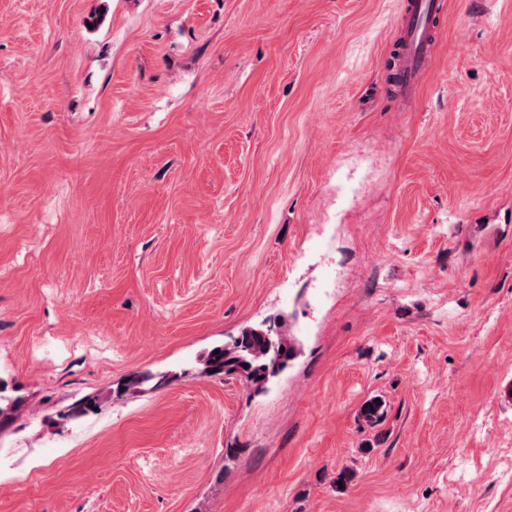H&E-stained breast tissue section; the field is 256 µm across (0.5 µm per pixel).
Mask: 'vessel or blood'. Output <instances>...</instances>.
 <instances>
[{
    "label": "vessel or blood",
    "mask_w": 512,
    "mask_h": 512,
    "mask_svg": "<svg viewBox=\"0 0 512 512\" xmlns=\"http://www.w3.org/2000/svg\"><path fill=\"white\" fill-rule=\"evenodd\" d=\"M445 0H407L400 41L399 91L414 94L427 72Z\"/></svg>",
    "instance_id": "1"
}]
</instances>
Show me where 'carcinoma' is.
<instances>
[{"instance_id":"cac0c4a2","label":"carcinoma","mask_w":512,"mask_h":512,"mask_svg":"<svg viewBox=\"0 0 512 512\" xmlns=\"http://www.w3.org/2000/svg\"><path fill=\"white\" fill-rule=\"evenodd\" d=\"M295 340L288 333L273 327H245L222 345L213 347L206 357V373L239 375L246 379L255 392L264 390L270 379L284 371L294 358ZM0 426L11 418L22 403V397L10 395L8 385L0 380ZM385 413L384 402L371 398L360 409V416L373 425Z\"/></svg>"}]
</instances>
